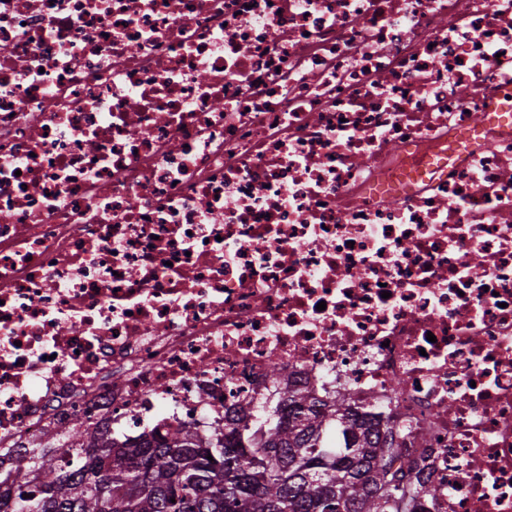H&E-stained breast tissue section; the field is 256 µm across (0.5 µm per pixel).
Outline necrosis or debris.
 <instances>
[{
    "instance_id": "4bbe7bcc",
    "label": "necrosis or debris",
    "mask_w": 512,
    "mask_h": 512,
    "mask_svg": "<svg viewBox=\"0 0 512 512\" xmlns=\"http://www.w3.org/2000/svg\"><path fill=\"white\" fill-rule=\"evenodd\" d=\"M511 90L512 0H0V451L275 366L512 512Z\"/></svg>"
}]
</instances>
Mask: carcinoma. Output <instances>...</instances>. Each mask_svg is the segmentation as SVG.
Masks as SVG:
<instances>
[{"instance_id":"1","label":"carcinoma","mask_w":512,"mask_h":512,"mask_svg":"<svg viewBox=\"0 0 512 512\" xmlns=\"http://www.w3.org/2000/svg\"><path fill=\"white\" fill-rule=\"evenodd\" d=\"M262 410L225 417L208 448L179 426L120 446L77 415L0 458V512H418L436 493L394 427L275 384Z\"/></svg>"}]
</instances>
